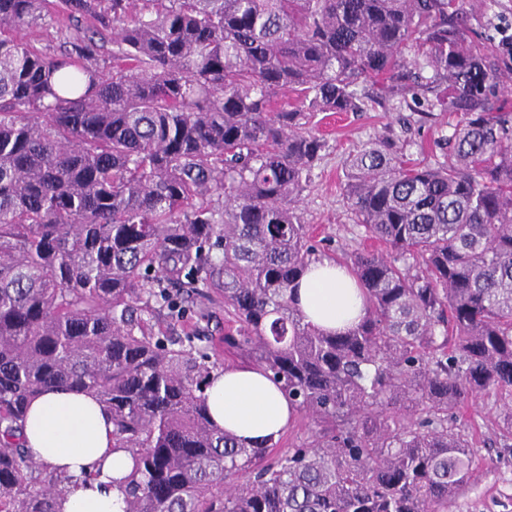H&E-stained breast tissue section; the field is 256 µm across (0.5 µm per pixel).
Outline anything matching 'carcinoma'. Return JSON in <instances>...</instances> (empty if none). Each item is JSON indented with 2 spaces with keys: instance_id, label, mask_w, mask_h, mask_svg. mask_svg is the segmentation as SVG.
<instances>
[{
  "instance_id": "1",
  "label": "carcinoma",
  "mask_w": 512,
  "mask_h": 512,
  "mask_svg": "<svg viewBox=\"0 0 512 512\" xmlns=\"http://www.w3.org/2000/svg\"><path fill=\"white\" fill-rule=\"evenodd\" d=\"M464 4L0 0V512H58L67 479L21 435L56 387L112 416L123 512H449L475 458L457 413L481 396L512 456V34L477 37ZM51 12L78 35L49 57L21 32ZM367 86L453 122L441 161L385 135L349 157L355 227L386 251L337 260L364 315L326 332L295 300L319 260L296 210L326 149L313 119L364 111ZM201 288L234 327L153 334L208 319ZM218 343L309 439L213 423Z\"/></svg>"
}]
</instances>
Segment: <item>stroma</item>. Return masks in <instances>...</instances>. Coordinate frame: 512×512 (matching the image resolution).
I'll return each mask as SVG.
<instances>
[{"mask_svg": "<svg viewBox=\"0 0 512 512\" xmlns=\"http://www.w3.org/2000/svg\"><path fill=\"white\" fill-rule=\"evenodd\" d=\"M73 32L50 15L42 23L24 32L25 40L40 53L53 56L71 40ZM317 129L328 147L312 172L302 194L298 210L302 223L307 224L313 239H328L321 258L333 260L343 251L357 248L377 249V242L357 236L354 221L342 195L340 182L349 154L381 134L399 137L404 153L412 159H440L435 143L448 133V115L435 113L424 119L416 110L414 100H391L384 104L368 102L366 111L321 113L316 117ZM156 335L182 336L197 332L204 336L224 333V306L210 307V318H193L171 324L164 320L153 325ZM466 419L473 427L476 477L464 495L459 497L452 512H512V459L497 458L487 440L491 435L494 406L490 398L478 399L468 410Z\"/></svg>", "mask_w": 512, "mask_h": 512, "instance_id": "35a3bbf8", "label": "stroma"}]
</instances>
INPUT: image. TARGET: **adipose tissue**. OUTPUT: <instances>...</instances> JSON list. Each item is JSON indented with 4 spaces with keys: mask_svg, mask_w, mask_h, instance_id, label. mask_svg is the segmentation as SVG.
I'll list each match as a JSON object with an SVG mask.
<instances>
[{
    "mask_svg": "<svg viewBox=\"0 0 512 512\" xmlns=\"http://www.w3.org/2000/svg\"><path fill=\"white\" fill-rule=\"evenodd\" d=\"M298 298L306 321L326 331L361 317L353 279L330 260L312 264ZM205 396L212 421L247 446L276 440L291 417L287 396L255 367L214 372ZM23 439L37 464L70 478L60 512H122L119 483L133 461L113 449L112 421L94 397L65 388L40 393L29 404Z\"/></svg>",
    "mask_w": 512,
    "mask_h": 512,
    "instance_id": "1",
    "label": "adipose tissue"
}]
</instances>
